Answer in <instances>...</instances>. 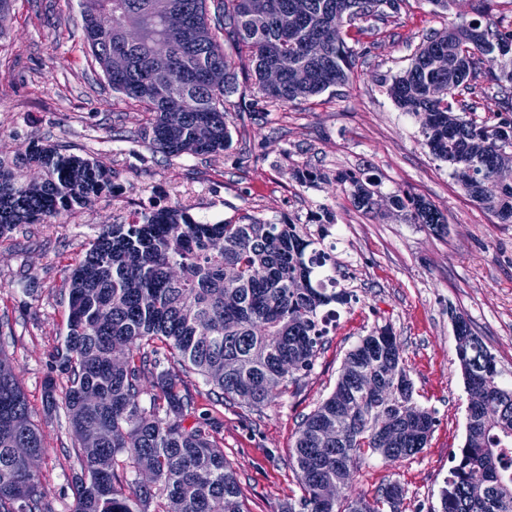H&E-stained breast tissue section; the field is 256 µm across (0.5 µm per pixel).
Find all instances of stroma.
I'll return each instance as SVG.
<instances>
[{
	"label": "stroma",
	"mask_w": 512,
	"mask_h": 512,
	"mask_svg": "<svg viewBox=\"0 0 512 512\" xmlns=\"http://www.w3.org/2000/svg\"><path fill=\"white\" fill-rule=\"evenodd\" d=\"M483 0H402L381 20H359L343 37L357 53L349 84L300 103L267 107L246 71L227 98L231 140L216 154L165 160L141 137L150 114L113 90L84 39L80 0H12L0 23V151L36 139L97 160L113 192L59 224H32L0 240V348L13 358L31 417L45 436L38 469L52 512H71L78 443L64 414L47 416L43 385L66 332L64 271L107 224L154 205H182L201 221L289 220L320 234L331 214L336 277L356 302L340 307L313 369L260 410L213 404L199 377L186 382L215 419L214 436L234 470L248 512H284L301 490L291 458L300 423L334 390L359 338L391 327L403 348L414 397L436 425L418 454L390 464L365 456L349 493L373 495L396 481L401 512L438 507L467 436L469 394L456 357L453 314L463 315L512 382V224L471 201L446 163L423 144L420 123L388 93L426 33L476 18ZM306 171L318 181L301 183ZM340 172L381 180L382 196L404 190L434 204L448 234L434 235L386 209H357L337 188Z\"/></svg>",
	"instance_id": "1"
}]
</instances>
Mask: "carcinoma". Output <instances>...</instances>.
I'll list each match as a JSON object with an SVG mask.
<instances>
[{"instance_id": "carcinoma-1", "label": "carcinoma", "mask_w": 512, "mask_h": 512, "mask_svg": "<svg viewBox=\"0 0 512 512\" xmlns=\"http://www.w3.org/2000/svg\"><path fill=\"white\" fill-rule=\"evenodd\" d=\"M158 0H82V21L92 55L112 88L146 106L151 117L142 138L168 158L209 155L230 142L224 97L236 89L233 64L218 40L221 32L248 49V69L270 104L303 101L349 79L353 51L341 27L377 19L398 0H308L298 22L281 27L292 0H171L185 16V29L165 59L144 45L130 46L119 25L141 22ZM116 17L106 32L100 19ZM129 57L122 73L106 70L109 55ZM499 58V72H482L481 57ZM277 63L304 67L311 82L270 91L262 69ZM222 67L224 90L206 82ZM497 87L502 111L473 117L478 103L464 99L480 79ZM395 103L420 120L424 143L473 202L500 224L512 223V184L494 176L512 167V30L488 18L461 21L423 39L411 65L389 88ZM194 95L199 107L169 120L178 99ZM341 191L356 208L378 205L380 181L341 172ZM112 193V170L55 144L34 141L13 155L0 152V238L22 224H56L91 200ZM390 210L437 235L448 233L431 203L397 191ZM335 246L315 239L299 224H246L195 220L180 206H161L128 224H107L70 268L69 314L55 367L66 376L44 383L49 413L63 412L77 440L96 428L103 443L79 449L72 478V512H246L237 478L197 415L194 396L183 389L197 375L216 402L258 408L273 398L269 384L288 387L310 372L337 318L336 306L357 300L339 287ZM455 333L465 384L476 400L468 408L467 437L441 491L438 512H512V387L499 380L495 358L463 316ZM344 362L392 392L386 402L339 377L333 392L299 427L295 464L302 496L287 512H399L404 489L397 482L374 495L331 502L323 485L350 483L364 455L386 463L422 451L434 412L413 399V383L401 346L388 326L362 337ZM155 374L158 392L140 401L141 377ZM197 422L186 426L189 417ZM333 425L327 443L321 428ZM394 443L387 447L383 435ZM46 452L31 420L12 360L0 349V512H51L41 474L27 458Z\"/></svg>"}]
</instances>
